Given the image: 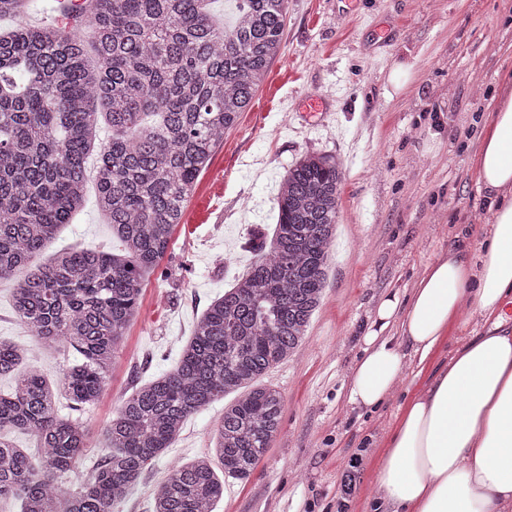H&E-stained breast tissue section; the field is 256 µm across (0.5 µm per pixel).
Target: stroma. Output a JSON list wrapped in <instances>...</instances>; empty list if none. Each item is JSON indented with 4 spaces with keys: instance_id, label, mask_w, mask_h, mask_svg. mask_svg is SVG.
Listing matches in <instances>:
<instances>
[{
    "instance_id": "obj_1",
    "label": "stroma",
    "mask_w": 512,
    "mask_h": 512,
    "mask_svg": "<svg viewBox=\"0 0 512 512\" xmlns=\"http://www.w3.org/2000/svg\"><path fill=\"white\" fill-rule=\"evenodd\" d=\"M508 53L512 0H288L281 52L200 174L101 397L75 410L60 399V412L91 436L65 487L76 488L104 454L102 433L122 400L174 366L196 318L250 263L249 240L275 223L288 168L319 154L344 172L321 302L304 340L262 379L283 395L280 429L248 482H225L217 512H338L350 470L357 504L370 499L375 461L365 443L383 441L417 366L407 360L394 399L358 415L347 399L363 336L381 300L405 295L454 232L488 224L467 144ZM313 97L324 105L310 114ZM114 244L89 204L46 251ZM218 255L225 265H214ZM12 286L0 279V337L27 348L28 365L47 381H60L75 352L35 345L13 313ZM223 413L217 401L189 417L115 512H152L150 485L209 453Z\"/></svg>"
}]
</instances>
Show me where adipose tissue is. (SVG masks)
<instances>
[{"label":"adipose tissue","mask_w":512,"mask_h":512,"mask_svg":"<svg viewBox=\"0 0 512 512\" xmlns=\"http://www.w3.org/2000/svg\"><path fill=\"white\" fill-rule=\"evenodd\" d=\"M470 159L491 215L481 242L449 244L406 299L379 304L352 375L348 403L369 412L393 396L407 358L429 373L382 443L368 512H512V56Z\"/></svg>","instance_id":"obj_1"}]
</instances>
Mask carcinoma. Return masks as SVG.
<instances>
[{"label": "carcinoma", "mask_w": 512, "mask_h": 512, "mask_svg": "<svg viewBox=\"0 0 512 512\" xmlns=\"http://www.w3.org/2000/svg\"><path fill=\"white\" fill-rule=\"evenodd\" d=\"M212 2L92 0L93 65L80 38L53 26L0 33V278L13 279L12 309L37 342L79 355L52 384L22 368L24 349L0 340V376L14 380L0 393V499H18L21 512H114L190 415L242 389L215 426L214 456L176 467L152 497V512H215L224 481L213 459L246 481L279 430L283 396L257 380L305 338L321 301L343 178L327 156L287 170L274 232L259 237L247 273L199 316L176 365L122 400L89 477L73 490L57 484L89 440L82 422L59 413V396L100 398L199 174L281 50L288 0H236L224 26ZM28 12L29 0H0V19ZM101 118L112 129L105 143ZM93 152L95 207L121 249L66 246L36 263L85 207ZM13 431L36 437L39 455L17 448Z\"/></svg>", "instance_id": "cac0c4a2"}]
</instances>
